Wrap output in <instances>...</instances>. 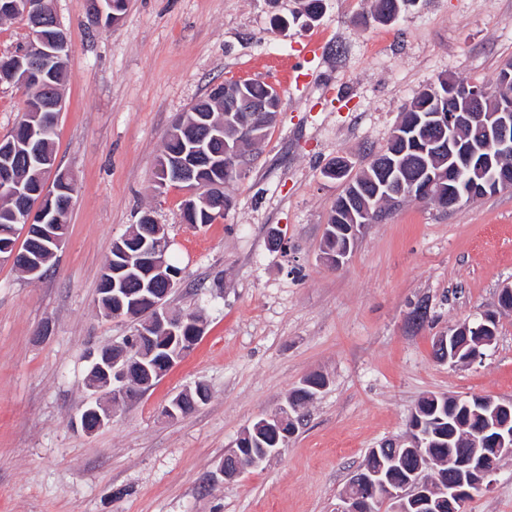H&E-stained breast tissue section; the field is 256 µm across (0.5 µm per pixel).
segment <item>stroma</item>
I'll return each instance as SVG.
<instances>
[{"label":"stroma","instance_id":"35a3bbf8","mask_svg":"<svg viewBox=\"0 0 512 512\" xmlns=\"http://www.w3.org/2000/svg\"><path fill=\"white\" fill-rule=\"evenodd\" d=\"M375 4L323 0L319 17L280 30L302 0H129L111 25L93 22L89 0H55L69 44L56 160L76 188L40 279L0 263V512H336L422 397L512 400V313L476 363L433 353L512 287V188L454 209L405 199L365 226L342 268L323 261L343 189L328 164L366 167L430 84L491 88L512 64V0H419L387 25L371 21ZM229 79L275 82L279 112L247 175L225 185L227 214L188 224L187 189H157L155 162L172 124ZM147 213L181 270L168 306L200 317L203 334L86 435L69 422L92 397L88 354L134 328L99 314L100 276ZM315 373L328 384L281 455L217 478L241 432ZM198 383L208 401L165 418ZM467 512H512V456Z\"/></svg>","mask_w":512,"mask_h":512}]
</instances>
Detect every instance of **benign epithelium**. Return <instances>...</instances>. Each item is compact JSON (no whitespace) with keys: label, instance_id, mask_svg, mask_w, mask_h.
Listing matches in <instances>:
<instances>
[{"label":"benign epithelium","instance_id":"benign-epithelium-1","mask_svg":"<svg viewBox=\"0 0 512 512\" xmlns=\"http://www.w3.org/2000/svg\"><path fill=\"white\" fill-rule=\"evenodd\" d=\"M10 7L21 12L29 21L33 40L28 53L32 59L63 56L68 53V42L64 30L57 22L54 4L45 0H16ZM53 28L55 38L47 42L39 30ZM11 81L22 90L30 93L29 107L46 106L51 112H61L63 96L55 86L48 93L49 100L43 99L44 88L35 68H11ZM448 89V111L422 112L415 126L423 131L424 137H410L398 131L395 137L410 138L419 143L421 154L414 167L411 179L404 180L405 163L403 154L388 153L384 156L379 171L385 177V185L408 186V195L424 198V193L441 190L439 175L433 173L428 160L446 154L454 160L456 168L471 169L481 167L492 157L504 158L512 154V99L497 98L492 101L487 94L474 86L459 87L450 82ZM219 99L213 101L218 111L224 113V125L206 127L202 133L190 140L192 153L184 160L171 163L165 171L175 179L187 180L191 164L208 155L206 137L224 140V154L216 156V161L224 163V170L243 172L242 147L263 138L261 129L268 126L274 115L265 112V106L246 97L244 81H226L216 86ZM255 111L259 120L247 123L240 111ZM21 182L14 175L8 163L0 165V192L3 190L18 196ZM364 228L362 224H349L344 231L345 245L336 252L325 255L327 265L337 270L341 268L351 252L355 241ZM168 246L163 244L147 247L139 254L140 271L155 276V280L166 284V288H153L145 293L143 289L119 288L117 283L124 280L125 269L107 268L109 294L97 300L98 307L111 316H126L136 319L144 305L153 312L151 319L135 325L131 335L121 342L99 348L89 353L90 377L96 379L92 386L108 388L112 406L92 404L82 415L74 417L71 426L92 435L112 420L114 408L146 392L154 380L157 365L149 367L143 363V353L153 342V334L165 330L172 339L179 341L172 355L158 359V365L174 367L177 361L191 352L196 337L181 336L185 318L172 320L168 314V297L180 287L179 274L166 267ZM512 311V288L502 289L498 305L488 310L478 319L479 326L467 320L452 327L448 334L436 339L438 358L452 365H471L482 357L480 347L492 343L484 337L495 332L501 314ZM468 348L466 356H460L463 348ZM471 404L482 410V422L469 428L462 435L463 447L448 453L440 460L433 457L430 448L431 433L424 427L417 413H412L408 422L406 439L398 444L402 451L389 455L377 467H362L353 472L348 484L339 497L336 512H373L374 507L385 502L393 504L392 512H445L446 508L465 509L477 492L490 488L493 477L499 469L501 459L512 455V401H500L487 397H472ZM300 413V403L291 398L288 407L278 414L260 419L264 426H270L289 437L295 430V415ZM267 461L245 449L242 439H237L234 449L224 455L219 465V474L227 479L237 478L251 469L260 467ZM431 468L432 474L424 476V469Z\"/></svg>","mask_w":512,"mask_h":512}]
</instances>
